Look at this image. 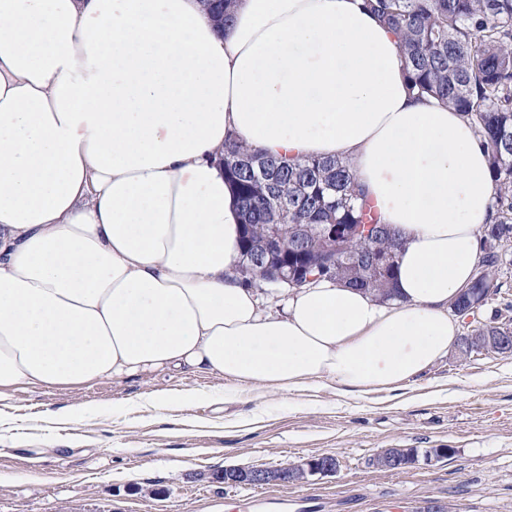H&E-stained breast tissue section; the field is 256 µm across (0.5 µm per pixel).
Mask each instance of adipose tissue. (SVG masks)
<instances>
[{
    "instance_id": "1",
    "label": "adipose tissue",
    "mask_w": 512,
    "mask_h": 512,
    "mask_svg": "<svg viewBox=\"0 0 512 512\" xmlns=\"http://www.w3.org/2000/svg\"><path fill=\"white\" fill-rule=\"evenodd\" d=\"M361 0H0V398L184 367L397 391L459 342L493 217L488 152L413 100ZM349 160L404 245L395 299L240 274L225 141Z\"/></svg>"
}]
</instances>
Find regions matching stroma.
Segmentation results:
<instances>
[{
  "label": "stroma",
  "mask_w": 512,
  "mask_h": 512,
  "mask_svg": "<svg viewBox=\"0 0 512 512\" xmlns=\"http://www.w3.org/2000/svg\"><path fill=\"white\" fill-rule=\"evenodd\" d=\"M217 374L153 372L79 388L21 387L0 400V512H219L259 495L313 496L323 512H512V355L456 353L401 392L285 393ZM197 393L183 405L179 396ZM169 397L163 410L149 400ZM95 406L98 414L79 418ZM384 448H448L398 472ZM330 454L336 474L227 487L228 466L275 468Z\"/></svg>",
  "instance_id": "1"
}]
</instances>
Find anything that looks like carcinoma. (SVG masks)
<instances>
[{
    "instance_id": "obj_1",
    "label": "carcinoma",
    "mask_w": 512,
    "mask_h": 512,
    "mask_svg": "<svg viewBox=\"0 0 512 512\" xmlns=\"http://www.w3.org/2000/svg\"><path fill=\"white\" fill-rule=\"evenodd\" d=\"M362 8L395 35L412 97L450 106L474 127L489 153L494 184V216L482 239H511L512 0H363ZM255 156L236 142L224 144V176L235 188L241 223L257 236L276 224L285 240L298 224H340L347 237L336 249V283L394 298L403 242L382 224L350 164L263 154L271 176L260 178L238 163ZM324 261L317 236L292 255V262L310 265L312 275ZM498 262L497 254L483 251L471 287L493 288Z\"/></svg>"
}]
</instances>
